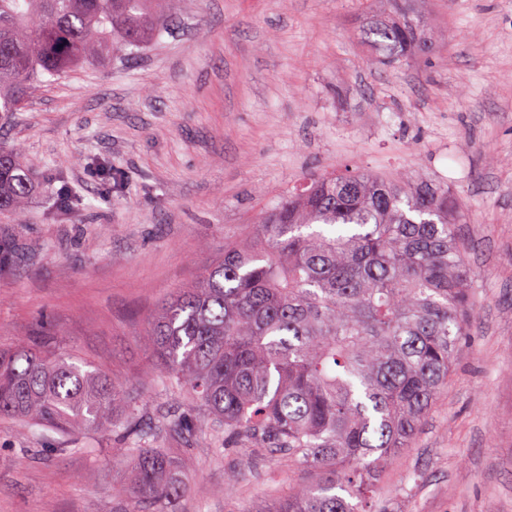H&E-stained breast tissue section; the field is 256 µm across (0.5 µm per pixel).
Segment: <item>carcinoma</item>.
Wrapping results in <instances>:
<instances>
[{
  "label": "carcinoma",
  "instance_id": "cac0c4a2",
  "mask_svg": "<svg viewBox=\"0 0 512 512\" xmlns=\"http://www.w3.org/2000/svg\"><path fill=\"white\" fill-rule=\"evenodd\" d=\"M157 0H0V112L48 76L112 59V38L162 35ZM396 69L430 36L412 16L364 29ZM33 185L18 146L0 149V210ZM471 278L448 189L369 170L324 173L288 192L148 322L162 383L192 397L224 440L288 454L311 474L253 512H370L368 493L412 447L447 391L473 322ZM130 409L122 382L36 346L0 350V419L105 430ZM126 512L182 493L166 448L136 429Z\"/></svg>",
  "mask_w": 512,
  "mask_h": 512
}]
</instances>
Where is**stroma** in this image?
<instances>
[{"instance_id": "obj_1", "label": "stroma", "mask_w": 512, "mask_h": 512, "mask_svg": "<svg viewBox=\"0 0 512 512\" xmlns=\"http://www.w3.org/2000/svg\"><path fill=\"white\" fill-rule=\"evenodd\" d=\"M411 7L432 46L392 70L363 40L390 0H185L159 40L42 83L0 119L34 184L0 212V348L37 344L123 381L182 461L164 512H244L307 480L268 449H219L223 429L162 385L145 328L226 239L346 165L447 188L473 279L448 390L375 512H512V0ZM127 446L119 429L0 420V512H125Z\"/></svg>"}]
</instances>
